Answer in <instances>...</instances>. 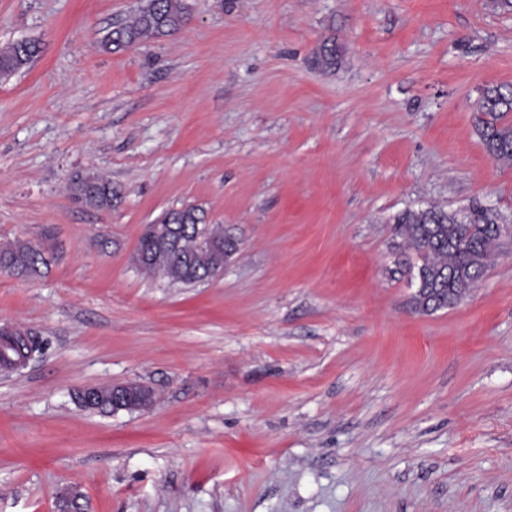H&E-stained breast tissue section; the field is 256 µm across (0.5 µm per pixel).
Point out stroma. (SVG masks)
<instances>
[{"instance_id":"stroma-1","label":"stroma","mask_w":512,"mask_h":512,"mask_svg":"<svg viewBox=\"0 0 512 512\" xmlns=\"http://www.w3.org/2000/svg\"><path fill=\"white\" fill-rule=\"evenodd\" d=\"M139 0H0V325L42 353L0 376V512H512V237L456 306L417 313L392 218L479 201L512 167L474 130L512 84L491 0H186L180 30L110 52ZM335 38L336 69L313 62ZM107 176L111 209L73 195ZM196 206L241 245L195 286L141 274L145 224ZM154 387L146 411L86 385ZM39 45L30 40L12 41L0 46V79H8L30 65L39 55ZM42 253V254H41ZM28 241L16 239L0 244V270L17 278H33L50 265L48 253ZM48 260H45L44 257ZM91 393L94 394L95 400L86 406L84 404L81 405L84 408L89 407L87 409H91L92 411L98 409L99 412L110 411L115 413L120 410H127V407L129 406V411L133 412L138 411V407L140 406V402L138 400L129 405V395L124 390L120 389V386L112 385L101 387L91 390ZM141 393L142 404L140 406V410H148L153 407L156 402L155 389L152 386L143 383L141 384Z\"/></svg>"}]
</instances>
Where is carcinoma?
<instances>
[{"instance_id":"cac0c4a2","label":"carcinoma","mask_w":512,"mask_h":512,"mask_svg":"<svg viewBox=\"0 0 512 512\" xmlns=\"http://www.w3.org/2000/svg\"><path fill=\"white\" fill-rule=\"evenodd\" d=\"M188 19L184 0H143L138 12L114 27L105 38L107 50L121 51L163 36L183 27ZM39 45L30 40L12 41L0 46V79H8L30 65L39 55ZM340 50L336 40L327 39L315 53L317 64L336 68ZM512 112V85H492L484 89L478 102L475 128L490 158L502 165H512V123L504 120ZM73 190L86 205L98 210L112 209L116 193L112 182L88 174L73 182ZM502 217L474 201L468 206L449 210L442 206L406 209L393 217L398 248L408 249L417 258V291L413 308L434 313L462 300L487 270L491 256L501 246ZM178 229V249L161 251L153 241L140 237L138 249L151 261L139 267L148 276L160 275L172 284L192 286L204 282L210 257L198 252L193 225L205 223L204 212L194 208L172 209L156 220ZM37 246L16 239L0 244V270L17 278H33L48 268ZM0 347L8 355L0 365L11 367L31 351L27 343L9 336L0 338ZM95 400L87 407L100 412L112 410V387L91 390Z\"/></svg>"}]
</instances>
